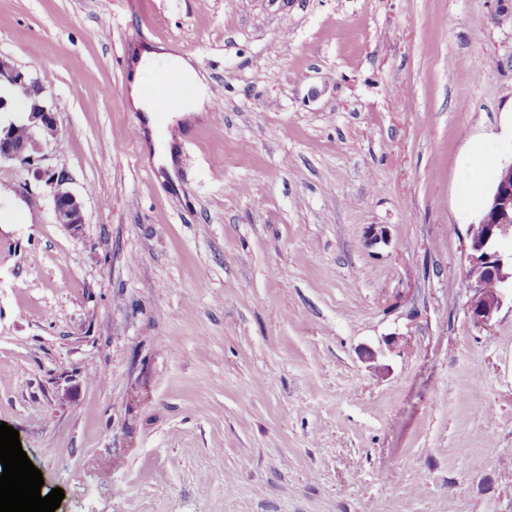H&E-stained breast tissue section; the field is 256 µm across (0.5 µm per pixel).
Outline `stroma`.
<instances>
[{
  "label": "stroma",
  "mask_w": 512,
  "mask_h": 512,
  "mask_svg": "<svg viewBox=\"0 0 512 512\" xmlns=\"http://www.w3.org/2000/svg\"><path fill=\"white\" fill-rule=\"evenodd\" d=\"M156 41L212 94L175 190L124 96ZM0 56L85 218L0 163V423L57 512H512V306L468 315L458 174L512 161V0H0Z\"/></svg>",
  "instance_id": "obj_1"
}]
</instances>
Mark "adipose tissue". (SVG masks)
<instances>
[{
    "label": "adipose tissue",
    "instance_id": "1",
    "mask_svg": "<svg viewBox=\"0 0 512 512\" xmlns=\"http://www.w3.org/2000/svg\"><path fill=\"white\" fill-rule=\"evenodd\" d=\"M133 62L126 102L129 110L143 113L149 130L144 141V157L155 168L164 169L170 185H177L172 136L167 128L158 126L156 122L154 102L146 91V78L154 71L170 73L191 87V94L177 99L171 107L172 114L180 118L200 116L210 102V95L206 86L199 81L190 60L179 54L172 45L159 42L143 45L136 50Z\"/></svg>",
    "mask_w": 512,
    "mask_h": 512
}]
</instances>
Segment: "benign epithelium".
Here are the masks:
<instances>
[{
	"mask_svg": "<svg viewBox=\"0 0 512 512\" xmlns=\"http://www.w3.org/2000/svg\"><path fill=\"white\" fill-rule=\"evenodd\" d=\"M19 85L38 89L32 111L22 116L33 133L19 141L13 133L16 122L0 124V161L12 160L29 166L37 186L45 188L52 198L56 223L78 230L85 220L82 202L71 190L70 173L64 168L41 164L43 144L50 143L58 131L56 112L46 104L47 88L0 57V90L8 91ZM466 238L468 311L475 325L488 328L504 304L506 290L512 288L509 262L498 248L501 241L512 239V163L501 169L489 204L479 221L468 226Z\"/></svg>",
	"mask_w": 512,
	"mask_h": 512,
	"instance_id": "benign-epithelium-1",
	"label": "benign epithelium"
}]
</instances>
